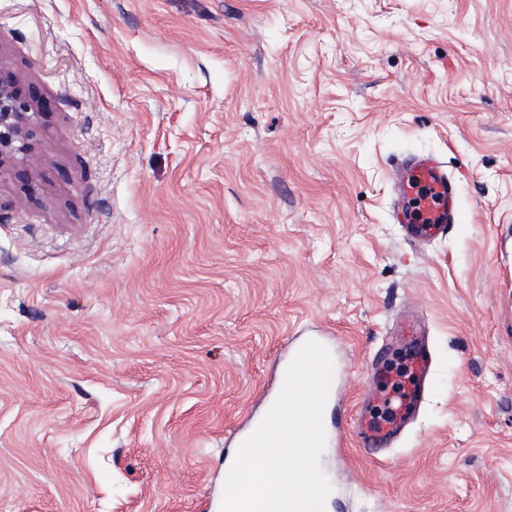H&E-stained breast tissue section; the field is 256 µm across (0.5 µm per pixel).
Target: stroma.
<instances>
[{
	"label": "stroma",
	"instance_id": "1",
	"mask_svg": "<svg viewBox=\"0 0 512 512\" xmlns=\"http://www.w3.org/2000/svg\"><path fill=\"white\" fill-rule=\"evenodd\" d=\"M43 104L0 162V512H201L304 335L425 401L326 512H512V0H0ZM460 222L416 246L392 158Z\"/></svg>",
	"mask_w": 512,
	"mask_h": 512
}]
</instances>
